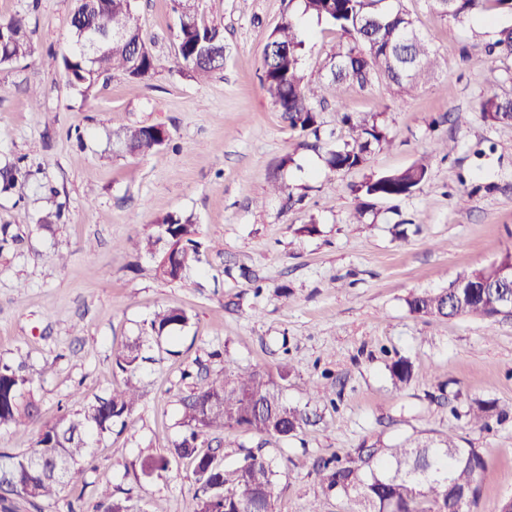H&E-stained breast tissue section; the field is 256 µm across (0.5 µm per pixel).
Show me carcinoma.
<instances>
[{
	"mask_svg": "<svg viewBox=\"0 0 512 512\" xmlns=\"http://www.w3.org/2000/svg\"><path fill=\"white\" fill-rule=\"evenodd\" d=\"M137 0H78L70 18L72 51L60 58L49 55L52 64L65 70L70 85L87 97L106 75L120 71L132 80L150 78L156 60L141 39L135 21ZM179 13L177 63L196 80L213 77L224 66V28L198 13L196 0H175ZM302 14L332 24L348 38L330 55L327 69L333 81H349L365 88L384 79L402 91L413 90L433 79L437 53L428 39L413 26L409 16L381 0H300ZM447 16L462 21L482 11L488 0H433ZM123 29L127 39L114 41L98 62L87 64L84 49L95 36ZM262 57L261 86L291 129L318 135L315 102L317 86L305 73L306 40L297 17L288 15L273 29ZM491 48L512 56V25L502 28ZM27 17L0 18V66L33 57ZM479 112L492 125H512V97L492 95L481 99ZM342 122L352 131L351 140L327 152L326 162L334 171L363 165L373 147L390 143L378 123L344 114ZM122 149L146 156L169 140L166 129L156 126H122L112 131ZM428 177V166H411L370 178L361 185L368 196L400 198L412 193ZM200 228L193 216L168 214L151 233L130 237L127 243L153 261L155 276L168 282H183L198 261L202 246ZM511 265L512 250L497 261L459 274L448 287L411 294L409 311L421 316L454 318L479 316L493 319L504 314L501 302L512 294V286L497 278ZM475 278L485 284L475 298L457 305L462 295L457 283ZM190 323L188 313L163 307L144 324L142 336L113 353V361L125 375L124 383L82 409L67 411L51 423L40 424L32 449L21 455L0 452V484L8 492L35 505L57 497L80 459L92 456L101 437L124 421L141 399L139 371L148 360L145 345L157 343ZM395 385L406 384L413 364L399 357L388 365ZM291 374L284 362L274 370L228 366L216 375L186 370L182 379L186 392L179 399L183 432L169 454L148 453L142 462L147 475L168 468L171 462L194 458L196 488L182 512H274L276 476L273 462L261 452L240 448L242 458L228 468L213 453L198 449L212 443V435L226 427L251 432L264 441H286L309 424L306 410L289 404L283 383ZM31 379L25 364L0 360V430L23 419H38V407L30 395ZM496 410L494 403L472 400L465 416L483 427ZM480 449L466 445L455 428L439 437L408 438L400 444L377 440L363 443L354 452L318 463L322 486L336 490L350 503L349 512H467L475 498V475L483 469ZM129 498L108 488L98 495L97 512H130Z\"/></svg>",
	"mask_w": 512,
	"mask_h": 512,
	"instance_id": "1",
	"label": "carcinoma"
}]
</instances>
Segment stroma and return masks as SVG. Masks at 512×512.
<instances>
[{
    "label": "stroma",
    "mask_w": 512,
    "mask_h": 512,
    "mask_svg": "<svg viewBox=\"0 0 512 512\" xmlns=\"http://www.w3.org/2000/svg\"><path fill=\"white\" fill-rule=\"evenodd\" d=\"M76 5L0 0V17L28 16L36 48L31 59L0 66V168L20 158L28 168L0 192V226L19 237L0 242V359L25 362L39 418L52 421L122 385L113 354L155 310L179 307L192 320L172 351H155L144 365L139 404L76 465L56 500L37 509L11 495L10 512H67L78 495L84 512H95L105 486L129 491L138 512H181L195 489L191 461L147 475L142 460L167 453L182 430L183 371L283 360L292 369L285 399L316 411L317 423L285 443L234 429L216 435L225 465L239 461L242 446L275 460L274 512H306L317 498L328 512H348L345 497L320 486L319 460L452 426L485 461L468 512H496L512 496V316L422 317L405 299L512 249V126L492 125L478 110L487 95L512 96V56L488 50L512 17L490 7L477 25L442 15L433 0H400L438 53L436 79L403 95L383 80L364 89L329 81L323 65L346 39L306 19V73L319 87L315 150L260 83L268 36L298 12L297 0H199L201 15L224 28V69L204 83L177 65L173 0H137L155 74L112 73L87 97L46 62L68 51ZM347 112L377 121L391 142L363 167L333 172L325 152L348 140ZM120 125L161 126L170 140L132 156L112 141ZM441 137L456 145L450 156L437 150ZM417 161L429 176L412 194L361 192L368 178ZM274 179L295 203L271 192ZM57 206L61 220L41 229ZM170 213L193 215L201 228L184 286L157 279L149 258L124 246ZM312 221L318 233L302 232ZM214 241L223 251L211 249ZM400 356L414 375L398 387L387 366ZM474 399L500 410L486 427L466 423Z\"/></svg>",
    "instance_id": "35a3bbf8"
}]
</instances>
